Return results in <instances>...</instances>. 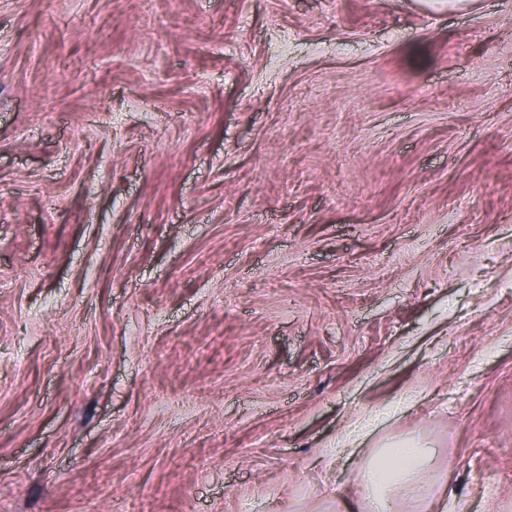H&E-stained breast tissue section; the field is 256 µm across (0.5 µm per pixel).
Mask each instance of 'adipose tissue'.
<instances>
[{
	"mask_svg": "<svg viewBox=\"0 0 512 512\" xmlns=\"http://www.w3.org/2000/svg\"><path fill=\"white\" fill-rule=\"evenodd\" d=\"M429 462L426 448L413 440H399L382 449L356 475L362 493L358 512H392L395 497L406 493L411 512H441L440 496L427 487L423 472Z\"/></svg>",
	"mask_w": 512,
	"mask_h": 512,
	"instance_id": "adipose-tissue-1",
	"label": "adipose tissue"
}]
</instances>
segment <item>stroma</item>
I'll return each instance as SVG.
<instances>
[{"label":"stroma","instance_id":"35a3bbf8","mask_svg":"<svg viewBox=\"0 0 512 512\" xmlns=\"http://www.w3.org/2000/svg\"><path fill=\"white\" fill-rule=\"evenodd\" d=\"M475 2L0 0V512H353L401 438L512 512V0ZM380 423V415L373 414L366 418L361 423L355 422L351 425V429L343 438L336 442V455L346 453L350 447H353L362 437L371 433Z\"/></svg>","mask_w":512,"mask_h":512}]
</instances>
